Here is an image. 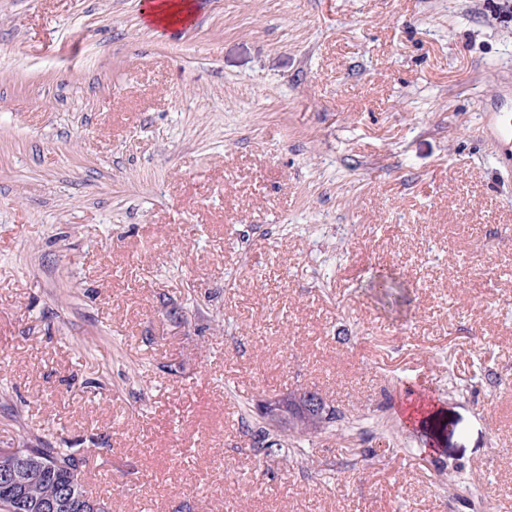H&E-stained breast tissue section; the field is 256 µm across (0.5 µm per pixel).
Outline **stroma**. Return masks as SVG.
Instances as JSON below:
<instances>
[{
	"mask_svg": "<svg viewBox=\"0 0 512 512\" xmlns=\"http://www.w3.org/2000/svg\"><path fill=\"white\" fill-rule=\"evenodd\" d=\"M193 2L0 0V448L84 449L112 512H512V164L479 119L512 0ZM297 389L339 420L254 456ZM143 13L150 23L164 26L185 24L194 14L189 0H160L156 4L148 2Z\"/></svg>",
	"mask_w": 512,
	"mask_h": 512,
	"instance_id": "35a3bbf8",
	"label": "stroma"
}]
</instances>
